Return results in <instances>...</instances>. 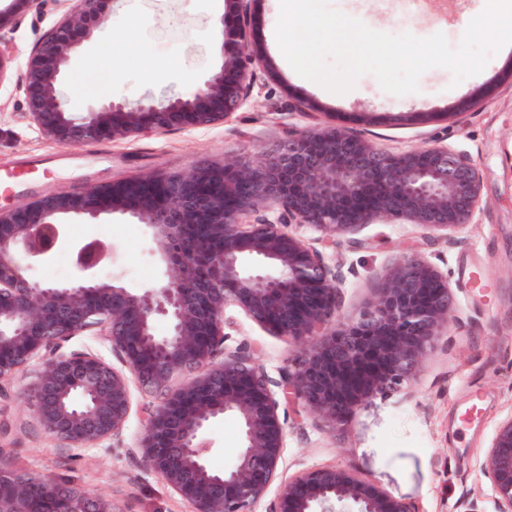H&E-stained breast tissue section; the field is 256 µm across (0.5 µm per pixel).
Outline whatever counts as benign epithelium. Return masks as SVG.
Returning <instances> with one entry per match:
<instances>
[{"instance_id": "7a95c632", "label": "benign epithelium", "mask_w": 512, "mask_h": 512, "mask_svg": "<svg viewBox=\"0 0 512 512\" xmlns=\"http://www.w3.org/2000/svg\"><path fill=\"white\" fill-rule=\"evenodd\" d=\"M112 0H76L27 57L18 84L45 136L69 148L224 121L246 103L262 60L247 37L250 0H226L236 44L189 97L109 98L83 112L69 107L66 72L76 51L106 19ZM480 197L471 159L447 148L382 151L341 128L288 135L253 162L205 166L186 174L92 183L81 192L39 195L0 209V393L33 362L24 392L45 433L68 448L93 449L122 435L138 384L158 390L135 448L142 462L189 512H254L280 473L285 444L280 403L254 358L227 351L226 311L235 308L300 347L280 381L297 404L334 431L371 398L414 377L454 317L447 278L412 253L380 277L356 315L336 318L339 279L289 231L297 224L345 235L364 224L403 220L448 234L470 223ZM272 219L250 223L258 207ZM114 216L147 227L162 267L152 286L132 292L96 268L112 245L70 243L72 280L41 284L31 264L66 240L65 226ZM168 331L156 333L158 320ZM99 329L115 366L61 343ZM177 378L184 382L175 385ZM233 419L234 463L210 465L207 430ZM480 471L495 512H512V414L494 429ZM54 512H120L112 499L66 481L0 467V512H31L33 499ZM275 512H417L371 481L324 466L280 485Z\"/></svg>"}]
</instances>
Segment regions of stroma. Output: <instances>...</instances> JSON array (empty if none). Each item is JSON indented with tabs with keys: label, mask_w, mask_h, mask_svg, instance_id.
Wrapping results in <instances>:
<instances>
[{
	"label": "stroma",
	"mask_w": 512,
	"mask_h": 512,
	"mask_svg": "<svg viewBox=\"0 0 512 512\" xmlns=\"http://www.w3.org/2000/svg\"><path fill=\"white\" fill-rule=\"evenodd\" d=\"M344 14L382 19V32L425 38L443 33L458 46L459 0H328ZM224 0H118L93 39L95 59L80 55L69 84L83 91L70 97L74 110L135 86L153 61L172 70L147 96L193 95L205 76L235 48L233 29L221 28ZM252 44L271 60L274 75L259 74L247 102L223 123L174 128L128 140L101 139L61 147L31 120L17 89L27 56L48 37L61 14L53 8L21 11L0 47L15 63L0 82V172L35 166L21 189L0 192V207L11 208L50 191L78 192L99 181L146 174H179L227 159L250 160L288 134L339 126L379 149L400 153L446 146L475 163L481 193L471 224L443 237L403 222L367 224L328 239L298 225L289 230L316 250L338 277L337 316L355 315L378 288L380 277L403 256L417 252L448 278L455 319L401 391L374 397L336 431L287 408L280 482L321 466H339L378 485L418 512H466L473 499H485L480 459L496 424L512 413V51L496 52L478 75L454 83L443 67L420 78L417 92H385L373 75L361 76L351 91L338 95L300 77L284 58L275 36V0H252ZM123 84L106 87L109 68ZM75 240L101 239L114 249L102 280L119 276L137 291L157 277L154 244L143 225L123 218L108 224H73ZM226 347H248L277 389L295 346L269 333L236 309ZM38 365L19 372L0 396V465L66 479L90 494L112 498L120 512H187L188 506L154 472L133 446L143 431L146 409L159 392L133 390L125 432L92 450L66 448L38 426L21 392L36 379ZM479 413L464 421L473 393Z\"/></svg>",
	"instance_id": "obj_1"
}]
</instances>
